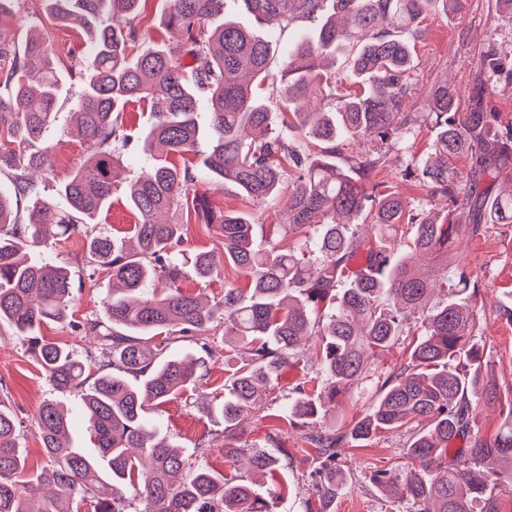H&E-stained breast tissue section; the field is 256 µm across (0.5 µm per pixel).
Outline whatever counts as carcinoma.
I'll return each instance as SVG.
<instances>
[{
    "mask_svg": "<svg viewBox=\"0 0 512 512\" xmlns=\"http://www.w3.org/2000/svg\"><path fill=\"white\" fill-rule=\"evenodd\" d=\"M44 2L56 26L86 37V57L75 72L82 92L71 126L57 129L61 85L51 45L30 37L18 52L0 36V130L16 143L0 144V171H13L14 194L34 197L20 216L11 195L0 190V324L28 342L54 390L78 395L79 408L71 414L54 401L42 405L34 430L47 464L30 477L17 443L20 423L0 403V512H81L85 505L91 512H125L129 494L144 503L143 512H272L248 477L218 475L190 460L147 419L153 407L198 383L204 359L177 344L190 341L207 353L211 331L240 355L224 379L223 398L199 411L224 422V464L245 459L249 471L266 474L283 462L237 443L241 418L274 390L303 340L322 338L329 390L313 396L301 389L274 415L296 427L342 388L370 377L367 359L398 343L416 317L421 332L410 342L409 360L381 382L369 413L350 427L307 436L323 476L318 499L336 498L343 482L338 449L348 441L424 421L406 448L411 467L397 477L374 475L378 490L408 500L411 512H501L502 486L512 485V401L493 440L469 439L477 404L502 401L496 381L484 374L485 345L468 331L475 314L452 298L426 309L430 274L416 269L412 256L393 255L385 241L400 224H411L413 252L441 258L449 288L477 289L458 260L455 233L461 222L472 238L486 236L494 224H512V186L491 192L499 169L512 164V124L488 111V85L480 84L464 112L455 88L434 85L427 117L437 129L436 160L424 163L421 176L429 191L448 199L445 213L408 216L399 194L367 188L379 156L347 167L329 161L346 140L405 141L410 131L402 109L414 54L406 36L417 34L437 6L453 12L460 0H245L272 28L321 20L283 50L277 76L269 71L272 42L226 20L224 0H171L167 25L179 36L172 51L142 48L137 30L123 27L140 0ZM341 56L346 66L339 75L317 64ZM268 82L284 90L277 113L263 96ZM314 98L339 106L312 108ZM141 102L152 115L136 135L146 174L123 179L118 144L131 139L123 114ZM58 132L86 141L91 154L57 186L54 199L39 195L29 173H51V139ZM300 137L320 152L311 154ZM188 153L201 156L200 163L173 161ZM462 156L471 160L464 179L454 168ZM226 182L257 204L291 185L288 222L271 225L269 240L258 243L248 214L216 215L202 196L188 197L196 183ZM119 187L138 218L120 239L95 232ZM191 201L224 240V254L183 256L184 224L160 216L175 215ZM362 215L370 219L373 243L355 224ZM74 234L85 237L93 271L111 283L103 317L72 324L77 335L95 337L111 354L112 372L91 384L88 366L69 346L37 335L40 324L68 317L75 288L52 256L36 257L33 250ZM361 252L366 269L352 276L349 264ZM226 262L244 275L245 287L228 286L209 304L183 290L191 276H221ZM76 416L94 441L92 453L74 443ZM488 461L499 469L483 470ZM33 480L48 489L42 508H32L26 497Z\"/></svg>",
    "mask_w": 512,
    "mask_h": 512,
    "instance_id": "carcinoma-1",
    "label": "carcinoma"
}]
</instances>
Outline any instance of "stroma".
Returning a JSON list of instances; mask_svg holds the SVG:
<instances>
[{
    "mask_svg": "<svg viewBox=\"0 0 512 512\" xmlns=\"http://www.w3.org/2000/svg\"><path fill=\"white\" fill-rule=\"evenodd\" d=\"M169 7L168 0H143L141 13L133 21L141 42L165 47L174 43V35L164 27ZM31 34L45 36L58 54V72L63 80L58 120L66 122L80 94V85L72 76L74 66L69 52L81 49L83 36L79 30L53 26L42 0H15L10 13L0 17V36L20 48ZM489 51L494 52L500 62L499 73L491 79V107L502 122L512 121V18L500 11L498 0H463L456 13L432 11L415 41L412 90L404 106L413 134L406 148L357 138L338 147L336 163L342 165L365 154L382 156V164L372 175L374 183L401 192L413 213L445 208L443 198L432 196L428 188L421 186L417 176H405L404 171L416 168L426 159L436 136L435 129L422 118L432 86L448 82L457 89L461 101H468L479 81V60ZM52 147L54 170L49 180L39 185L41 194L46 197L55 196L59 182L88 156L87 144L69 136H56ZM197 191L208 198L213 209L237 210L251 215L260 237L267 235L271 224L287 219V198L283 195L260 205L247 200L230 183L201 185ZM458 248L461 264L478 277L479 291L467 300L468 307L477 314L475 338L485 343L490 352L489 370L498 382L511 388L512 325L502 322L497 312L512 298V224L494 225L483 238L473 239L466 233H459ZM43 250L69 270L75 284L71 321L101 315L106 281L92 276L84 237L54 239L44 244ZM70 323L45 324L39 333L69 345L87 364L90 374H98L109 359L108 351L91 339L76 336ZM317 349V340H310L304 356L292 360L281 370L275 400L266 401L261 409L248 411L238 434L240 445L289 456L287 466L259 479L258 490L272 502L273 512H306L308 503L317 499L311 472L313 452L305 441L306 433L332 424L350 426L368 412L377 396L376 383L369 379L344 390L335 406L310 420L307 429H297L277 420L278 409L295 396L298 388L314 394L327 388L328 382L316 357ZM233 364L223 339H216L205 358L202 385L156 406L150 414L162 436L192 453L199 463L224 474L230 471L220 451L224 426L202 417L196 403L223 395L225 371ZM0 400L11 406L21 422L18 443L26 455L27 472L35 473L44 466L45 457L31 425L33 418L44 401L54 400L72 409L77 398L52 389L27 343L6 326L0 327ZM410 440V430L403 428L380 431L366 441L340 448L339 462L345 485L326 512H409L407 502L382 496L370 478L378 471L401 473L408 465L405 450Z\"/></svg>",
    "mask_w": 512,
    "mask_h": 512,
    "instance_id": "35a3bbf8",
    "label": "stroma"
}]
</instances>
